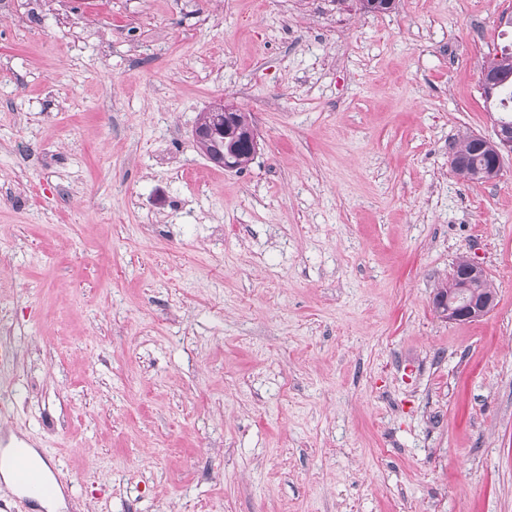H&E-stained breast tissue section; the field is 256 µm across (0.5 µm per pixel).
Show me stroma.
<instances>
[{"mask_svg":"<svg viewBox=\"0 0 512 512\" xmlns=\"http://www.w3.org/2000/svg\"><path fill=\"white\" fill-rule=\"evenodd\" d=\"M506 16L0 0V449L65 512H512V159L450 169ZM462 255L497 306L448 322ZM218 112L213 110L210 106L198 113L195 122L194 129V145L198 152L205 156L210 161L216 164H222L225 170H234L236 165L232 160L234 155L240 156V161L237 162L238 169L236 171H242L248 167L249 163L254 159L256 150L252 152V149H247L243 146H239L240 141H236V138H241L245 135L244 128L249 129L253 124V118L250 112H244L240 109L232 110L231 107L221 106ZM232 110V112H230ZM221 112L224 115L230 112L231 123L227 130L224 129V135H216L212 139L198 138L200 130H207L208 127L214 122V118ZM234 127L233 133H230ZM238 131V132H237ZM225 152H231L234 155H224Z\"/></svg>","mask_w":512,"mask_h":512,"instance_id":"stroma-1","label":"stroma"}]
</instances>
